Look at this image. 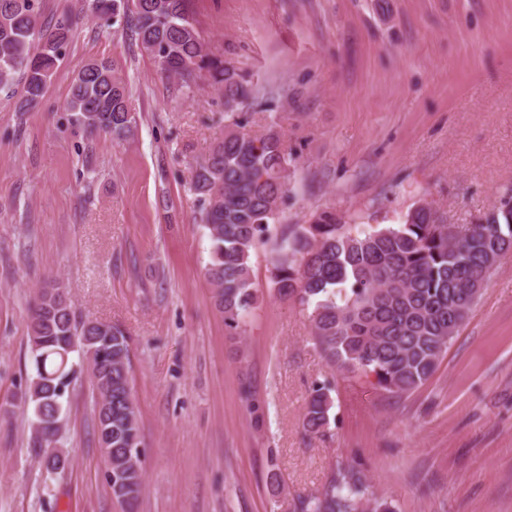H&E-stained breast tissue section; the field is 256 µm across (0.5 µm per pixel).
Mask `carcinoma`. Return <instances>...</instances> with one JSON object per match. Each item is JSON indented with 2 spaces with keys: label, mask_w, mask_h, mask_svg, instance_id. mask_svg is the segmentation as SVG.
<instances>
[{
  "label": "carcinoma",
  "mask_w": 512,
  "mask_h": 512,
  "mask_svg": "<svg viewBox=\"0 0 512 512\" xmlns=\"http://www.w3.org/2000/svg\"><path fill=\"white\" fill-rule=\"evenodd\" d=\"M95 0V12H122L133 24L142 47L161 70L186 83L206 69L224 92L229 123L224 138L196 164L190 191L210 241L206 277L225 325L242 327L254 304L250 257L269 244V279L283 299L297 298L311 309L313 335L328 361L339 370L371 376L382 390L409 394L435 373L441 358L476 304L500 252L512 247V189L491 210L455 237L429 203L411 209L395 227L355 231L321 213L312 224H296L273 233L288 191L291 154L272 123L260 134L240 131L235 109L252 94L244 74L231 62L212 57L199 40L185 0ZM38 0H0V92L23 81L19 110L39 105L73 30L66 17L44 34L38 29ZM65 109L91 132L114 141L133 135L136 113L126 84L105 61L86 64L72 82ZM112 331V362L95 364L112 373V496L135 500L144 471L126 465L128 439L140 435L132 398L130 343L123 330ZM29 350L35 369L25 391L31 423L59 426L73 375L70 337L96 333L71 310L57 309L42 319L32 310ZM333 399L317 384L307 400L304 426L320 433L330 424ZM302 512H394L374 497L364 475L339 471L323 492L302 502Z\"/></svg>",
  "instance_id": "carcinoma-1"
}]
</instances>
